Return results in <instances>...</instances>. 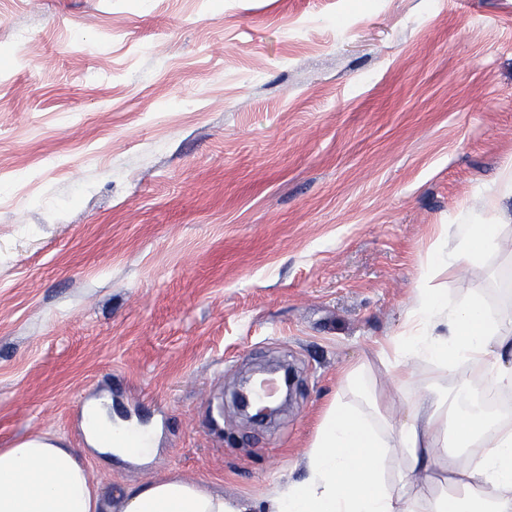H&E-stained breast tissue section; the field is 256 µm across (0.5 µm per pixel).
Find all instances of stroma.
I'll use <instances>...</instances> for the list:
<instances>
[{"label": "stroma", "instance_id": "obj_1", "mask_svg": "<svg viewBox=\"0 0 512 512\" xmlns=\"http://www.w3.org/2000/svg\"><path fill=\"white\" fill-rule=\"evenodd\" d=\"M511 163L512 0H0V448L59 437L113 504L172 475L265 512L345 371L392 424L450 385L414 360L394 389L377 347L440 225H503L432 281L501 301ZM267 362L299 387L258 428L233 392ZM95 401L153 456L87 446ZM386 475L448 489L396 449Z\"/></svg>", "mask_w": 512, "mask_h": 512}]
</instances>
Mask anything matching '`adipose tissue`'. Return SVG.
<instances>
[{
  "label": "adipose tissue",
  "instance_id": "obj_1",
  "mask_svg": "<svg viewBox=\"0 0 512 512\" xmlns=\"http://www.w3.org/2000/svg\"><path fill=\"white\" fill-rule=\"evenodd\" d=\"M501 231V225L482 222L441 225L431 259L448 267L480 263L497 251ZM379 352L398 387L408 381L410 361L423 358L451 371L462 364L481 366L486 391H511L512 307L420 287L409 329L389 338ZM345 386L358 403L339 396L330 402L304 453V477L279 491L268 512H512V414L488 413L470 378L456 375L451 387H432L408 400V416L396 425L377 410L361 374H349ZM85 432L103 455L149 453L140 437L114 430L111 419L93 408L86 412ZM452 434L463 452L448 460L446 493L424 502L388 485L384 461L392 449H401L408 469L428 472ZM0 512L116 511L79 452L46 435L0 448ZM117 512L247 510L226 501L212 481L171 476L126 489Z\"/></svg>",
  "mask_w": 512,
  "mask_h": 512
}]
</instances>
